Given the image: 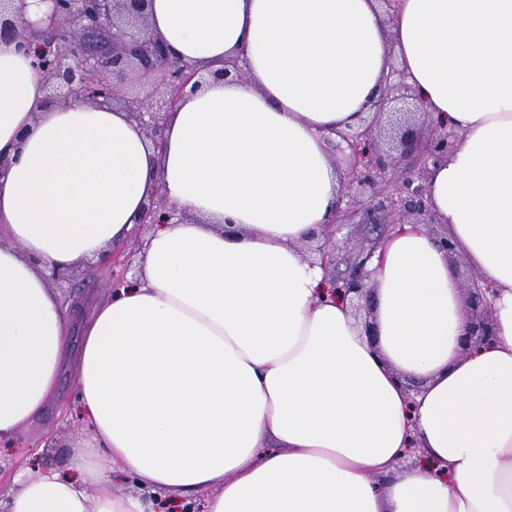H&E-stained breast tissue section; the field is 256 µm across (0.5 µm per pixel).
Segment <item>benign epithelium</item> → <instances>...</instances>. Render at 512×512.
<instances>
[{
  "instance_id": "benign-epithelium-1",
  "label": "benign epithelium",
  "mask_w": 512,
  "mask_h": 512,
  "mask_svg": "<svg viewBox=\"0 0 512 512\" xmlns=\"http://www.w3.org/2000/svg\"><path fill=\"white\" fill-rule=\"evenodd\" d=\"M48 27L36 30L23 16L24 0H0V42L15 45L32 59L44 80L46 107L79 97L86 103L117 106L144 130L157 147L164 123L174 111L200 68L174 57L163 39L148 25L150 0H46ZM138 82L158 80L149 100L131 97L125 88L127 76ZM218 79L238 81L245 76L238 57L224 59V69L211 73ZM419 113L418 97L406 82L404 72L390 63L380 98L372 113L356 128L335 131L332 150L342 155L337 212L333 220L312 233L301 245L311 252L309 263L320 265L329 276L333 292L349 303L364 335L373 336L370 311V276L367 263L376 246L362 248L345 272L344 242L337 234L350 227L373 230L390 224L404 230L407 224H422L434 232L436 219L428 199L429 166L448 158L456 135L428 129L420 134L410 124ZM189 216L171 207L157 193L144 207L131 244L106 251L96 265L110 271V287L117 289L135 273V257L142 233L153 224H177ZM469 327L464 343L492 339L494 324L490 296L494 288L480 275L462 283Z\"/></svg>"
}]
</instances>
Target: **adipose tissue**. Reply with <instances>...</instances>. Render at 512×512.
<instances>
[{
  "label": "adipose tissue",
  "instance_id": "1",
  "mask_svg": "<svg viewBox=\"0 0 512 512\" xmlns=\"http://www.w3.org/2000/svg\"><path fill=\"white\" fill-rule=\"evenodd\" d=\"M150 2L175 57L248 74L187 89L159 151L122 109L45 108L0 42V445L65 374L91 428L69 473L24 477L7 512H147L145 490L175 507L208 491L207 512H512V0L388 17L377 0ZM393 58L459 136L428 198L498 290L484 344L464 345L453 264L424 227L369 263L372 341L298 249L336 210L324 136L358 125ZM159 189L191 222L151 231L131 287L64 305L45 270L126 242ZM412 439L421 458L396 469ZM116 472L138 493H115Z\"/></svg>",
  "mask_w": 512,
  "mask_h": 512
}]
</instances>
